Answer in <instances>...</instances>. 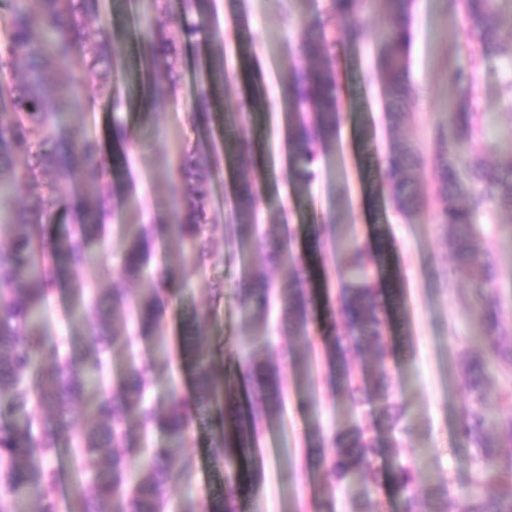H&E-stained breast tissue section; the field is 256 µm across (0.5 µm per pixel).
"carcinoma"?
I'll use <instances>...</instances> for the list:
<instances>
[{"mask_svg":"<svg viewBox=\"0 0 512 512\" xmlns=\"http://www.w3.org/2000/svg\"><path fill=\"white\" fill-rule=\"evenodd\" d=\"M386 12V50L379 61L388 117L393 124L404 118L411 101L409 50L412 39L413 0H383ZM461 6L467 37L472 41L470 69L476 71L497 61H512V30L502 29L504 7L512 0H450ZM368 0H329L326 16L315 24L298 23L296 47L306 66L293 70L284 83V95L297 111L291 126L292 166L297 180L308 184L316 177L318 146L335 138L340 123L343 87L336 69L338 36L355 41L367 25ZM10 24L0 40V235L9 239L0 249V404L7 405L13 422L0 426V512H25L19 504L37 494V512H59L64 470L47 464L64 450L71 453L73 470L72 512H163L172 478L171 462L182 459L180 476L191 474L184 455L196 416L205 410L217 413L219 433L213 436L214 454L224 455L229 467L252 447L261 422L278 419L285 389L277 365L263 357L269 343L254 340L244 355L245 369L253 384L247 414L224 405V376L210 366L208 353L193 332L183 336V353L193 359L195 395L186 399L171 392L163 412L148 401V373L154 362L131 363L126 376L112 384L106 378L107 355L114 343L112 317L122 310L134 319L141 336L161 337L162 286L175 269L150 279V288L133 298L126 288L101 293L88 278L95 259L90 247L98 243L112 251L105 228L118 206L114 197L111 166L100 140L89 135H65L62 128L81 106L83 85L90 83V101L116 112L121 100L112 82V67L119 56L117 36L105 24L88 29L98 0H7ZM181 19L155 26L148 21L140 29L149 49V69L172 67ZM458 90L448 112V130H439L440 149L434 157L440 224L453 256V274L471 283L476 293L478 316L483 325L478 350L462 363L464 401L460 433L479 449L480 467L460 493L459 512H512V455L501 458L498 448H512V415L495 412L491 401L512 396L511 387L487 388L495 372L512 370V332L501 322V300L493 283L498 263L489 250L477 246V217L500 210L512 212L511 146L496 164L485 159L482 138L488 125L474 94L469 74H450ZM112 142L124 145L131 130L119 119L109 129ZM235 155L250 151L247 134L237 132L226 142ZM424 160L409 143L394 147L385 171L391 201L399 212L419 209L423 200L414 186L412 172ZM177 180L186 184L169 219L140 224L119 243L123 254L122 275L142 281L147 275L146 256L156 242H178L179 267L198 266L207 258L204 242L203 204L207 174L190 166L189 155L180 151L174 166ZM79 177L83 191L68 199L58 188ZM471 193L473 204L460 205ZM258 197L252 183L237 185L228 213V227L236 242L267 250V261L278 266L293 252L291 239L276 231L260 235L254 224ZM348 278L342 281L338 305L344 318L342 333L333 337V356L339 363L341 391L351 407L364 404L362 395L373 388L385 402L387 428L403 438L412 435L409 408L390 401L384 378L359 382L347 354L374 350L385 358L382 341L386 332V308L380 280L372 271L366 245L357 237L344 240ZM65 255L68 268L77 275L69 322L80 327V343L69 340L66 349L49 347L44 338V313L59 290L62 272L54 255ZM244 312L266 322L271 304V285L260 275L238 291ZM281 322L305 333L315 305L311 290L294 276L277 294ZM85 414L82 427H74L72 410ZM135 421L141 430L158 428L168 443L140 452V438L128 429ZM331 452L324 458L332 485L357 476H375V439L366 428H354L353 437L323 441ZM390 484L408 494L407 512H451L448 488L424 482L416 457L409 449L405 460L389 472ZM239 484L230 475L224 493L212 499L205 512H238Z\"/></svg>","mask_w":512,"mask_h":512,"instance_id":"cac0c4a2","label":"carcinoma"}]
</instances>
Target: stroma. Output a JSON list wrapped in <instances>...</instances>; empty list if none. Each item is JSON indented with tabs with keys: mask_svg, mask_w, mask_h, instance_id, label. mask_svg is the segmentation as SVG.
Segmentation results:
<instances>
[{
	"mask_svg": "<svg viewBox=\"0 0 512 512\" xmlns=\"http://www.w3.org/2000/svg\"><path fill=\"white\" fill-rule=\"evenodd\" d=\"M326 4L327 0H216V11L207 19L187 15L175 73H157L164 83L174 84L176 95L155 102L143 88L146 48L135 34L126 0H102L97 23L124 35L113 75L122 107L116 114L88 110L70 122L71 129L103 139L117 118L134 133L125 148L108 149L117 160L112 181L123 204L119 219L110 226L115 242L134 225L165 214L171 200L180 196L181 186L170 179L167 166L176 146L216 167L206 203L207 261L186 268L170 284L162 317L169 358L151 372L148 395L161 407L171 391L192 395L194 368L181 350V338L191 330L210 350L214 370L233 382L232 407L246 411L250 382L242 372V355L255 337H268L272 354L280 358L287 397L281 419L264 426L251 450L254 462L241 473L240 512H313L314 501L328 490L334 493L335 512H352L358 502L369 503L373 512H405V494L394 490L386 476L409 447L420 450L427 479L447 486L453 498L477 466L474 449L458 432V419L464 397L461 363L482 324L473 309L471 284L448 280L452 260L438 219L431 164L437 151L434 131L447 123L448 103L456 96L448 69L469 67L464 24L448 0H414L411 104L405 119L395 125L387 116L378 69L385 8L380 0H371L363 36L336 44V68L343 84L341 123L335 140L319 148L316 179L303 185L291 171L289 128L295 115L282 88L289 72L303 64L296 51L295 20L318 22ZM219 57L225 59L227 70L207 76ZM473 83L484 112L496 120L495 134L485 141L486 154L494 160L507 147L499 132L512 127V111L503 106L512 96V64L489 63L474 72ZM205 88L213 112L209 124L199 125L190 106ZM256 95L265 101L258 111L248 106ZM231 126L245 127L252 140L244 157L224 151V132ZM400 141L412 143L426 160L414 174L426 204L407 215L393 208L382 181L386 159ZM245 177L258 181V223L287 226L293 252L304 260L309 286L319 299L306 334L285 331L275 310L266 323L251 320L239 304L237 290L251 276L267 273L280 287L292 272L287 265L267 269L259 251H236L227 243L226 211L237 182ZM497 222L486 242L499 256L501 269L494 286L502 298V319L512 328V213H499ZM333 223L340 234L358 236L368 245L373 264L395 297L383 341L385 361L370 352L349 355L348 361L366 379L386 377L393 399L410 408L411 438L401 439L387 430L377 396H370L359 414L337 388L329 346L342 322L325 302L337 295L345 256L335 243L315 246L310 241L315 226ZM285 347L292 350V357H280ZM358 425L378 439V478L331 488L324 468L317 464L318 438L344 434ZM214 428L207 418L196 424L185 447L192 477L187 483L173 480L167 512H187L191 507L201 512L223 490L224 460L207 447Z\"/></svg>",
	"mask_w": 512,
	"mask_h": 512,
	"instance_id": "obj_1",
	"label": "stroma"
}]
</instances>
